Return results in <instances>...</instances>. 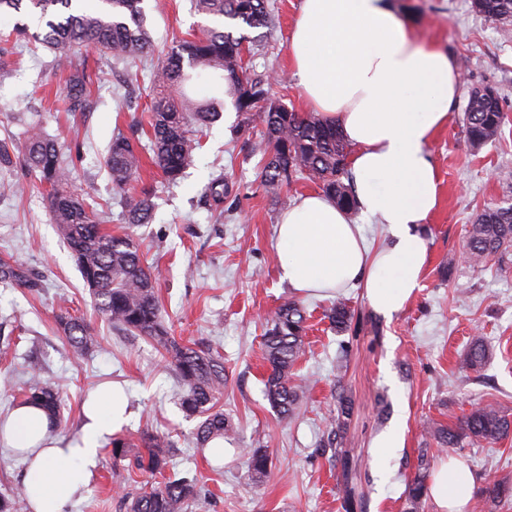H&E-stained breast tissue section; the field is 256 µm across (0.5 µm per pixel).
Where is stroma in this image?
<instances>
[{
  "label": "stroma",
  "mask_w": 512,
  "mask_h": 512,
  "mask_svg": "<svg viewBox=\"0 0 512 512\" xmlns=\"http://www.w3.org/2000/svg\"><path fill=\"white\" fill-rule=\"evenodd\" d=\"M192 0H144L153 53L146 62L118 63L98 50L73 47V59L85 61L92 77L94 105L73 117L58 111L66 74L55 68L54 53L29 50L12 40L28 13L0 15V59L12 72L0 78V140L22 146L29 124H40L61 152L80 145L82 160L71 168L73 189L84 195L101 224L113 234L131 235L149 264L160 273L158 295L167 326L177 340L211 345L224 356L223 409L237 427L235 447L224 451V471L215 473L211 456L194 447L195 420L175 398V377L150 341L116 331L91 303L81 275L57 234L46 194L27 188L20 196L0 195V258L27 266L41 288H0V376L13 382L0 390V417L19 401L18 391L32 369L61 393L65 424L55 430L61 443L79 441L82 407L101 385L120 384L128 397L125 432L170 436L179 454L176 469L201 475L214 512H340L336 478L315 449L327 421L336 415L337 395L351 403L343 433L356 477V497L367 512H405V490L414 476L419 449L432 466L448 458L462 461L476 488L512 480V437L484 448H438L426 423L453 425L474 404L496 403L512 413V252L474 268L463 249L466 231L477 214L491 206L512 205V40L498 23L475 12L471 0H395L417 26L422 41L439 44L461 62L459 95L448 123L427 151L438 176L439 202L422 232L428 259L421 287L399 313L376 312L363 289L345 287L336 298L295 296L279 278L275 226L281 215L316 183L301 180L281 197L261 185L262 150L245 153L239 117L225 106L220 121L205 128L202 147L183 179L166 181L144 161L129 192L149 189L151 223L125 224L118 194L105 159L112 136L121 132L147 140L149 93L154 71L178 41L199 32L208 18L194 13ZM270 27L258 29L259 45L247 63L267 79L273 100L297 112L306 107L291 76L288 43L301 0H269ZM491 86L505 100L499 138L469 146L463 116L471 90ZM223 177L229 193L222 204L205 195L211 178ZM299 299L307 310L304 356L297 379H313L298 414L280 420L264 397V317L284 302ZM351 307L358 333L336 334L324 317L334 300ZM83 317L97 346L84 356L67 353L56 317L61 309ZM481 336L493 356L481 369L464 362L472 337ZM398 434L397 447L380 442ZM267 448L271 468L261 479L248 473L243 449ZM135 483L100 448L97 466L82 497L67 512H126L124 499Z\"/></svg>",
  "instance_id": "1"
}]
</instances>
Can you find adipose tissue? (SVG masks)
<instances>
[{
    "label": "adipose tissue",
    "mask_w": 512,
    "mask_h": 512,
    "mask_svg": "<svg viewBox=\"0 0 512 512\" xmlns=\"http://www.w3.org/2000/svg\"><path fill=\"white\" fill-rule=\"evenodd\" d=\"M288 52L307 106L335 122L349 143V170L363 213L389 239L370 251L361 225L326 195L301 196L277 226L279 278L299 294H332L362 284L385 315L401 311L419 288L427 243L419 230L438 204L426 147L448 121L459 93V62L421 42L390 0H302ZM122 388L90 394L80 444L61 447L38 406L9 415L0 442L29 459L24 490L33 512H65L97 465L100 441L128 418ZM474 491L451 459L433 474L439 512H464Z\"/></svg>",
    "instance_id": "adipose-tissue-1"
}]
</instances>
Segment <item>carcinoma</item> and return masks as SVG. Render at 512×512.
Returning <instances> with one entry per match:
<instances>
[{
	"instance_id": "cac0c4a2",
	"label": "carcinoma",
	"mask_w": 512,
	"mask_h": 512,
	"mask_svg": "<svg viewBox=\"0 0 512 512\" xmlns=\"http://www.w3.org/2000/svg\"><path fill=\"white\" fill-rule=\"evenodd\" d=\"M73 0H0V11L16 12L28 5L39 13L44 27L29 32L19 29L33 42L57 51L55 65L68 72L61 98L65 112H85L92 102L91 78L82 64L66 55L73 46H92L111 57L140 60L150 54L143 0H99L89 10L72 11ZM474 10L503 27L512 36V0H472ZM197 13L215 20L228 19L250 29L265 28L270 20L268 0H194ZM249 36L234 35L218 27H207L201 35L184 39L158 66L151 105L148 108L150 143L155 164L170 181L191 165L200 147L203 128L220 120L224 100L199 97V82L217 85L240 116V130L259 129V145L268 157L263 185L268 195L278 198L284 187L300 179L316 182L322 191L346 211L357 215L355 187L347 169L349 145L336 124L311 112L301 114L271 99L264 81L249 73L242 57ZM504 100L489 88L471 91L464 120L466 136L473 147L483 146L499 135L504 122ZM25 175L35 177L44 188L48 208L63 243L71 253L85 287L98 312L112 326L131 336H141L159 346L162 356L181 385L179 404L187 416L199 419L193 443L206 448L223 439L235 441L236 428L218 407L224 392V360L209 347L177 342L165 326L156 289L157 276L147 263L140 245L128 236H114L96 220L89 204L69 186L65 159L42 129L28 131L26 150L19 161ZM106 167L113 185L120 191L118 203L129 224H147L153 204L147 191L134 196L125 193L141 169L136 143L122 134L112 138ZM512 248V206L490 207L480 213L468 230L465 252L478 268L499 259ZM0 286L23 287L39 292L40 283L18 263L0 262ZM330 327L345 333L351 329L353 314L344 302L332 305L324 315ZM68 351L83 355L95 346L87 324L66 312L58 317ZM306 311L296 301L281 305L266 320L264 360L267 367L264 394L281 418L295 415L304 397V387L295 383L293 369L305 354ZM491 356L490 346L480 337L470 341L465 363L479 369ZM23 403L43 408L53 425L62 422L59 391L41 374L33 373L22 389ZM349 402L339 397V409L326 425L319 452L329 468L340 477L342 512H356L350 492L351 469L342 448L341 433L349 415ZM427 433L442 448H456L464 442L484 448L512 435V414L485 404L465 415L459 425L427 426ZM110 453L115 463L128 462L127 469L147 478L145 484L126 497L127 512H209L210 500L200 480L171 471L176 444L162 436L145 433L133 439L124 434L112 437ZM251 473L261 478L269 467L265 448H241ZM431 460L420 450L415 475L408 483L407 512H421L428 496ZM161 481L154 485L151 479ZM477 499L476 512H483L485 499L512 498V484L504 480L484 491Z\"/></svg>"
}]
</instances>
